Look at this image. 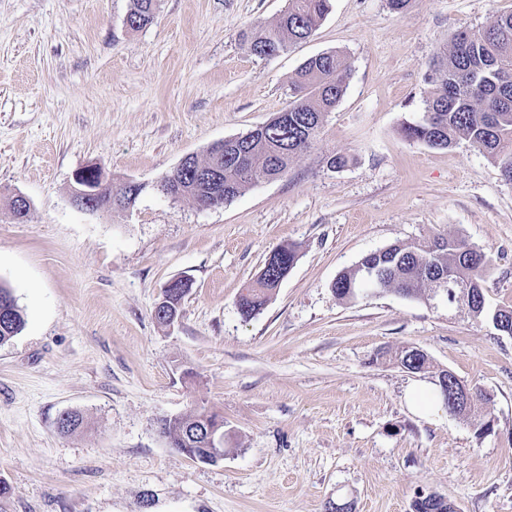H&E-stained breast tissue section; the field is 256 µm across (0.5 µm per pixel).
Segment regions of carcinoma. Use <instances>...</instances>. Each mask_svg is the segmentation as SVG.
<instances>
[{
    "instance_id": "carcinoma-1",
    "label": "carcinoma",
    "mask_w": 512,
    "mask_h": 512,
    "mask_svg": "<svg viewBox=\"0 0 512 512\" xmlns=\"http://www.w3.org/2000/svg\"><path fill=\"white\" fill-rule=\"evenodd\" d=\"M159 9V0H131L128 15L131 29L151 24ZM331 10V0H288V8L274 21L259 25L250 42L259 57L276 55L308 40ZM350 71L347 58L327 51L306 59L291 82L292 100L288 115L276 113L265 128L224 140V152H208L203 160H194L182 171H172L160 181L181 197L195 202L219 196L229 202L262 181L284 177L297 158L316 140L325 115L332 111L346 91ZM426 82L431 86L421 121L403 128L404 137L431 148L450 149L459 140L496 163L501 175L512 182V12L496 16L483 28L459 31L452 35L450 48L436 51L429 63ZM214 168L222 173L221 193L200 179L199 168ZM273 259L263 272L245 288L238 307L248 319L259 312L277 289L281 276L296 263L295 247L282 245L272 250ZM486 256L463 240L437 238L429 244L391 245L380 253L364 256L354 266L341 271L333 291L343 300H351L380 281L384 289L408 297L428 294L443 296L448 306L456 305L451 289L462 283L471 297L462 301L469 313L485 314ZM375 270L377 280L366 278L365 269ZM497 330L512 335V308L499 309L491 316ZM25 325L22 309L11 288L0 282V346L8 344ZM397 360L417 372H427L430 361L408 348L397 353ZM204 419L217 430L224 429L218 415L203 408L183 418L164 420L162 433L171 445L190 458L200 456L198 444L190 441L185 426ZM83 416L67 412L57 421L58 430L69 433L79 429ZM411 512H453L442 496L418 495Z\"/></svg>"
}]
</instances>
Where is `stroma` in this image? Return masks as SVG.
Listing matches in <instances>:
<instances>
[{
  "label": "stroma",
  "mask_w": 512,
  "mask_h": 512,
  "mask_svg": "<svg viewBox=\"0 0 512 512\" xmlns=\"http://www.w3.org/2000/svg\"><path fill=\"white\" fill-rule=\"evenodd\" d=\"M287 6L161 0L134 31L130 0H0V282L26 319L0 347V512H409L421 493L512 512V336L440 296L332 290L367 254L450 236L485 252L488 310L512 307V184L467 142L402 134L436 49L512 0H332L308 41L254 55L244 33ZM327 51L348 59L347 89L286 176L208 209L160 190L186 155L286 108L298 67ZM91 164L143 184L131 209L71 205ZM286 244L297 262L242 318L240 293ZM180 277V315L158 323ZM406 347L485 392L491 430L443 404L415 412L407 392L432 377L397 364ZM200 408L224 421L210 463L160 430ZM67 411L85 418L72 434Z\"/></svg>",
  "instance_id": "stroma-1"
}]
</instances>
